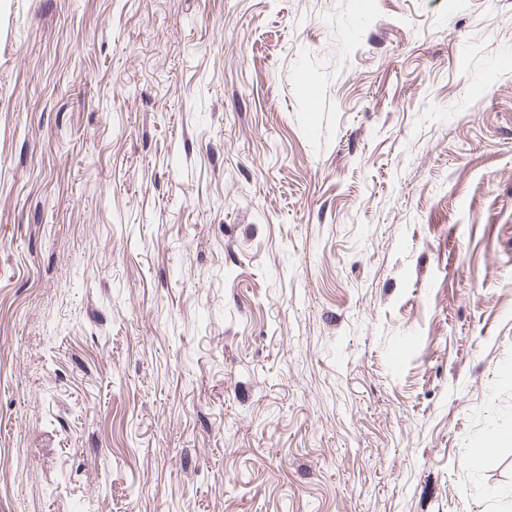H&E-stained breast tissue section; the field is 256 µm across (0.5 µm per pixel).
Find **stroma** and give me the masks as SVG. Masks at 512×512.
<instances>
[{
	"mask_svg": "<svg viewBox=\"0 0 512 512\" xmlns=\"http://www.w3.org/2000/svg\"><path fill=\"white\" fill-rule=\"evenodd\" d=\"M510 426L512 0H0V512H512Z\"/></svg>",
	"mask_w": 512,
	"mask_h": 512,
	"instance_id": "obj_1",
	"label": "stroma"
}]
</instances>
